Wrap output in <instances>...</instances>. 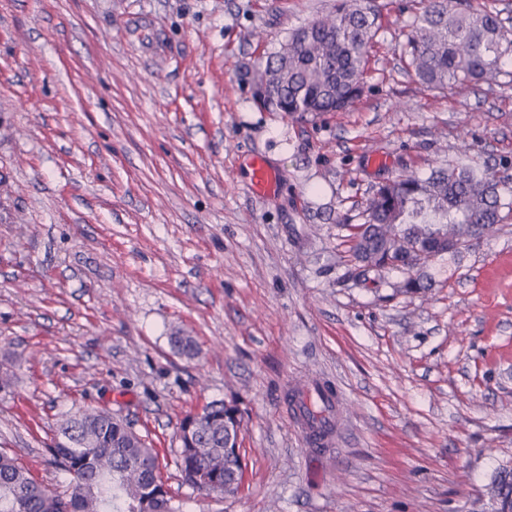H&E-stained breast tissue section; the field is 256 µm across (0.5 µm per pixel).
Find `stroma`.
<instances>
[{
	"label": "stroma",
	"instance_id": "stroma-1",
	"mask_svg": "<svg viewBox=\"0 0 512 512\" xmlns=\"http://www.w3.org/2000/svg\"><path fill=\"white\" fill-rule=\"evenodd\" d=\"M378 2L361 100L301 115L260 108L253 77L332 0H0V450L35 479L64 486L47 448L96 408L157 448L185 512H488L512 468V219L420 266L416 295L350 276L339 220L465 152L512 188V74L426 90L412 12ZM254 154L275 195L249 192ZM314 379L341 403L323 448L288 407ZM216 400L243 413L246 467L204 499L177 433Z\"/></svg>",
	"mask_w": 512,
	"mask_h": 512
}]
</instances>
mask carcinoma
I'll use <instances>...</instances> for the list:
<instances>
[{"mask_svg": "<svg viewBox=\"0 0 512 512\" xmlns=\"http://www.w3.org/2000/svg\"><path fill=\"white\" fill-rule=\"evenodd\" d=\"M370 0H336L332 10L292 30L258 69L268 86L259 106L269 112H345L364 92L365 66L379 30ZM408 67L430 91L494 82L512 64V31L498 15L468 0H422L406 34ZM512 214V191L463 155L454 164L421 177L399 175L380 183L367 200L364 222L351 226L350 275L401 270L397 290L426 288L414 271L428 261L457 254L479 233L490 236ZM172 348L192 359L198 349L176 330ZM242 414L235 401L206 406L180 427L177 467L182 483L203 496L238 491L245 464L236 452ZM68 475L58 491L37 481L15 458L0 452V512H183L169 494L157 449L104 410L65 415L49 449ZM488 490L501 497L500 512H512V469L497 472Z\"/></svg>", "mask_w": 512, "mask_h": 512, "instance_id": "cac0c4a2", "label": "carcinoma"}]
</instances>
